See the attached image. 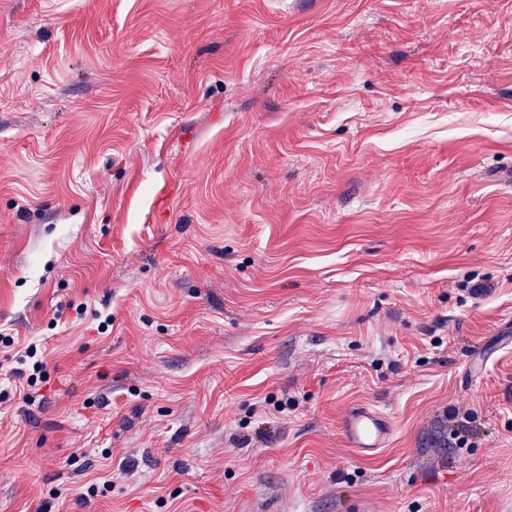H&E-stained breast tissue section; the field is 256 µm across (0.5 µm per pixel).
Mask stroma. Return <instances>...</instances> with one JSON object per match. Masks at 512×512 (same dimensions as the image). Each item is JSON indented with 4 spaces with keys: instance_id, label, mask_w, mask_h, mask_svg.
<instances>
[{
    "instance_id": "obj_1",
    "label": "stroma",
    "mask_w": 512,
    "mask_h": 512,
    "mask_svg": "<svg viewBox=\"0 0 512 512\" xmlns=\"http://www.w3.org/2000/svg\"><path fill=\"white\" fill-rule=\"evenodd\" d=\"M0 336V512H512V0H0ZM343 432L352 448L362 455H369L385 446L391 432V423L379 410L362 406L348 413Z\"/></svg>"
}]
</instances>
